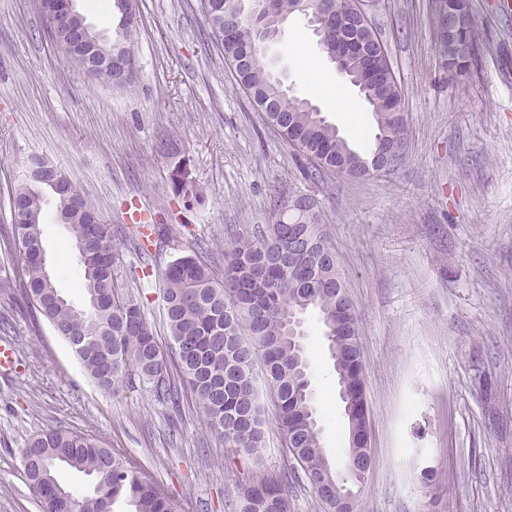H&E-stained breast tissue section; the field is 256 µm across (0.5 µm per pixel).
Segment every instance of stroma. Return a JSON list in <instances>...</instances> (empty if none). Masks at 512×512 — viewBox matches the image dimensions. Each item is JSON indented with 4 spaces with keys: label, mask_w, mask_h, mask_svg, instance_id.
Wrapping results in <instances>:
<instances>
[{
    "label": "stroma",
    "mask_w": 512,
    "mask_h": 512,
    "mask_svg": "<svg viewBox=\"0 0 512 512\" xmlns=\"http://www.w3.org/2000/svg\"><path fill=\"white\" fill-rule=\"evenodd\" d=\"M135 77L118 89L90 80L48 36L36 0H0V265L11 240L9 191L30 157L57 166L118 229L116 278L161 344L170 332L157 286L143 287L126 211L149 205L171 228L153 259L205 248L214 274L229 235L274 223L292 197H313L359 314L373 464L357 512H512V14L470 0L486 49L472 74L440 68L433 0H379L402 91L405 157L353 181L305 177L293 148L267 128L237 85L200 0H138ZM297 96L317 105L355 147L376 127L358 90L343 85L337 112L303 76L340 75L306 19L291 18L271 47ZM189 160L203 191L183 209L169 170ZM43 245L57 288L81 304L78 253L54 206ZM323 444L341 463L347 421L315 315L305 319ZM15 369L0 372V512H41L20 450L57 426L97 435L164 486L181 512H224L225 500L287 473L290 512H329L296 471L263 397L266 445L247 459L224 447L191 398L179 411L135 379L119 394L96 386L48 322L33 320L17 289L0 286V343Z\"/></svg>",
    "instance_id": "obj_1"
}]
</instances>
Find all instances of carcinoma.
<instances>
[{
    "label": "carcinoma",
    "mask_w": 512,
    "mask_h": 512,
    "mask_svg": "<svg viewBox=\"0 0 512 512\" xmlns=\"http://www.w3.org/2000/svg\"><path fill=\"white\" fill-rule=\"evenodd\" d=\"M270 0L265 22L318 9L328 26L320 50L338 73L352 82L360 71L359 92L373 112L377 127L368 154H363L327 123L321 113L307 107L264 61L266 50L256 43L244 0H201L203 13L218 39L224 57L234 68L238 86L254 106L267 103L264 124L297 148L308 162L305 176L318 180L327 173H346L362 179L361 164L384 144H401L406 130L400 87L381 31L360 13L361 0ZM455 0H441L435 13L441 67L452 77L467 75L484 51L476 24L447 38L442 16ZM348 20L364 38L368 59L336 62V43L344 41ZM133 27L117 23L116 36L95 47L100 61L90 67V45L66 30L55 43L72 62L95 81L126 86L130 80L107 67L109 52L135 63ZM34 157L28 175L9 194L12 221L11 260L17 265L15 287L20 289L33 319L47 321L81 361L90 379L101 389L118 394L137 377L152 384L158 400L177 409L190 396L210 431L224 447L258 457L265 444V418L254 366L262 356V376L277 401V420L285 447L308 483L331 512H344L343 494L365 482L360 467L364 449L349 445L342 468L329 460L310 388V364L304 340L298 338L297 320L317 313L333 360L338 388H347L341 400L348 430L368 428L364 366L361 359L358 315L340 273L314 199L297 196L282 208L273 224H264L252 238H235L224 245V278L215 279L210 255L199 250L172 261L159 288L171 342L162 346L140 306L117 293L113 227L58 170ZM174 196L189 208L199 197L192 173L169 174ZM61 223L78 251L83 270L85 303L75 306L56 288L37 258L42 243L45 190ZM138 250L146 255L170 245L169 228L154 224L150 234L137 232ZM30 487L41 512H72V502H85L88 512H101L105 504L124 499L131 512H178L159 484L139 471L96 435L50 428L31 438L21 451ZM75 470L88 479V490L77 494L60 478ZM285 475L271 477L245 489L225 504L228 512H290Z\"/></svg>",
    "instance_id": "cac0c4a2"
}]
</instances>
